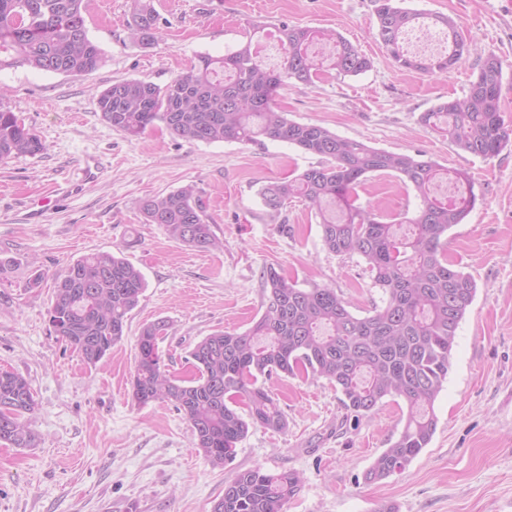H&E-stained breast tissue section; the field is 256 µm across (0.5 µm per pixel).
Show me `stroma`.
Listing matches in <instances>:
<instances>
[{
	"instance_id": "1",
	"label": "stroma",
	"mask_w": 512,
	"mask_h": 512,
	"mask_svg": "<svg viewBox=\"0 0 512 512\" xmlns=\"http://www.w3.org/2000/svg\"><path fill=\"white\" fill-rule=\"evenodd\" d=\"M456 18L470 55L443 75L397 68L376 38L374 0H153L163 38L132 43L131 0H86L96 71L78 77L27 65L0 70V106L46 144L42 154L0 162V369L25 377L37 408L33 448L0 443V512H211L236 472L293 471L301 482L285 512H512V146L482 159L423 125L441 100L464 96L482 59L503 63L500 106L512 125V0H407ZM288 24L334 29L371 61L357 76L320 72L284 89L280 111L389 152L422 153L464 170L482 192L448 231V259L478 290L460 323L448 378L435 404L437 429L403 472L369 482L373 460L401 432L407 404L386 398L356 420L328 380L278 377L270 385L286 431L250 429L233 459L215 469L198 454L173 405L133 400L140 327L164 319L159 346L169 371L190 378L189 351L220 330H247L262 312V272L272 266L298 287L329 286L363 315L382 304L363 259L323 245L319 219L301 199L280 212L259 189L320 163L283 142L204 143L156 124L128 137L105 123L99 93L118 79L166 85L197 55L221 56ZM195 185L221 249L199 252L146 223L145 197ZM361 206L394 218L414 210L395 174H369ZM48 207H41V200ZM122 250L147 288L108 359L86 365L48 321L53 283L30 287L34 268L55 272L92 252Z\"/></svg>"
}]
</instances>
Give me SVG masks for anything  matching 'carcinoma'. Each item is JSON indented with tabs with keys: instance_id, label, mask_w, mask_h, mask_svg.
Instances as JSON below:
<instances>
[{
	"instance_id": "carcinoma-1",
	"label": "carcinoma",
	"mask_w": 512,
	"mask_h": 512,
	"mask_svg": "<svg viewBox=\"0 0 512 512\" xmlns=\"http://www.w3.org/2000/svg\"><path fill=\"white\" fill-rule=\"evenodd\" d=\"M404 0H375L376 35L401 69L446 73L470 52L457 21L433 17L448 51L417 57L401 44L419 13ZM85 0H0V69L28 65L45 72L81 76L103 63L102 50L87 35ZM132 40L159 41L152 0H132ZM286 50L279 68H267L253 40L222 58L201 54L190 70L164 87L120 79L97 98L102 119L138 137L157 122L170 134L206 143L234 141L263 146L285 142L322 159L293 178L263 185L264 205L279 211L293 198L320 216L322 241L336 255L358 254L385 304L365 316L327 286L299 288L275 268L263 272L264 312L246 331H216L190 352L194 375L181 379L168 370L159 340L169 324L157 320L136 336L132 398L140 405L171 402L190 424L194 445L214 468L231 460L249 428L286 430L268 380L302 372L336 387L342 404L365 417L387 397L408 406L395 441L365 474L375 482L404 471L428 447L437 428L434 403L448 377L456 331L477 293V283L445 256L448 230L461 224L483 195L465 171L453 173L421 155L394 153L339 136L317 124L300 123L278 110L285 87L308 85L323 68L341 76L367 71L370 60L333 30L282 25L276 29ZM502 63L485 56L462 98H449L422 113V123L461 151L492 158L512 143V128L500 108ZM46 145L16 113L0 107V160L35 156ZM393 172L413 187L420 203L401 221H385L376 210L355 205L353 192L367 175ZM146 223L164 226L173 240L198 251L221 246L204 219L195 187L149 196L140 202ZM47 311L55 333L89 365L108 357L122 341L131 312L147 283L125 257L95 252L53 276ZM247 408L242 415L237 407ZM37 402L29 381L0 371V441L31 448L35 434L27 416ZM299 477L260 468L240 471L224 484L211 512H285Z\"/></svg>"
}]
</instances>
